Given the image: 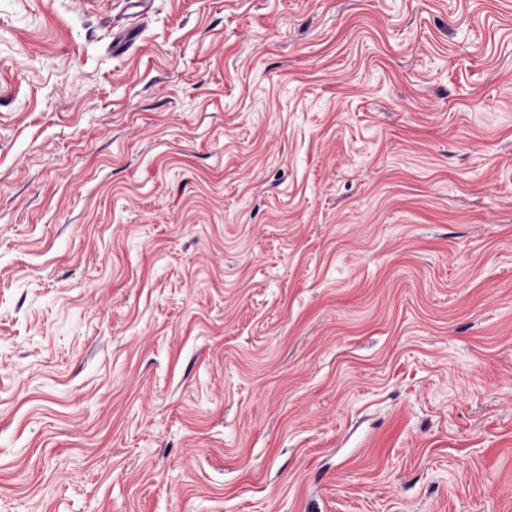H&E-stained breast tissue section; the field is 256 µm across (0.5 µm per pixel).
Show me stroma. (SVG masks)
<instances>
[{
    "label": "stroma",
    "mask_w": 512,
    "mask_h": 512,
    "mask_svg": "<svg viewBox=\"0 0 512 512\" xmlns=\"http://www.w3.org/2000/svg\"><path fill=\"white\" fill-rule=\"evenodd\" d=\"M0 512H512V0H0Z\"/></svg>",
    "instance_id": "obj_1"
}]
</instances>
